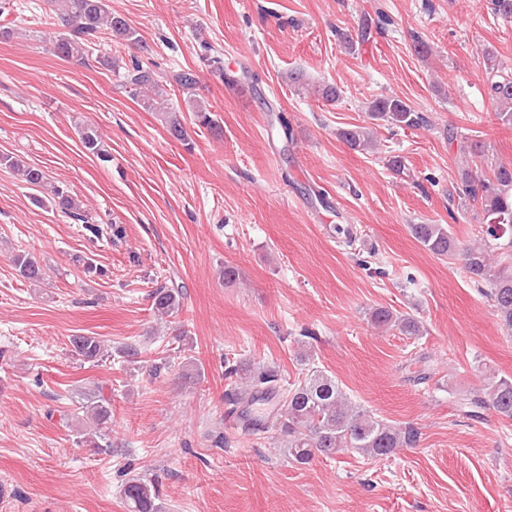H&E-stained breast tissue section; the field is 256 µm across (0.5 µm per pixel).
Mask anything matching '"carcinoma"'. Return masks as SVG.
I'll return each mask as SVG.
<instances>
[{
  "label": "carcinoma",
  "mask_w": 512,
  "mask_h": 512,
  "mask_svg": "<svg viewBox=\"0 0 512 512\" xmlns=\"http://www.w3.org/2000/svg\"><path fill=\"white\" fill-rule=\"evenodd\" d=\"M51 6L52 25L56 30L48 33L46 42L50 51L63 60H83L88 49L96 44L100 35L107 34L117 40L140 47L145 44L128 21L112 12L108 0H48ZM493 16L512 20V0H488ZM487 74V90L495 112L502 123L512 126V74L502 72L496 65L494 55L483 53ZM212 72L223 83L237 85L241 77L237 72L224 67V58L217 55L208 59ZM126 83L143 94V108L149 112L160 109L156 98L163 95L160 75L143 66L137 57L131 58L126 67ZM191 111L199 125L211 130H220V125L211 116L210 110L192 101ZM369 117L390 125L405 128L426 127L427 117L412 108L404 100L392 96L377 97L369 105ZM162 119L169 134L182 144H188L187 132L176 110H164ZM339 138L352 150L367 152L375 147L370 128L352 125L338 132ZM80 141L84 150L101 160L109 158L94 128L80 127ZM449 143H457V149L471 156H486V149L478 142L457 140L448 136ZM0 164L16 171L21 179L35 187L46 190V196L37 202H49L61 213L85 221L80 204L63 184L48 181L45 172L24 164L23 161L6 155ZM458 197L464 200L476 214L480 215L478 243L461 244L445 224H410L411 236L434 255L458 262L473 282L484 289L508 334H512V164L494 163L489 172L476 171L466 165L459 168L456 184ZM493 224H502V236L495 235ZM13 262L19 274L33 282L44 280V268L25 252L14 255ZM181 306L180 293L174 288H158L153 294V309L160 317L178 313ZM370 318L381 328H394L405 336L423 335V323L410 316L396 313L388 308L374 309ZM73 355L86 361H100L110 357L109 350L95 336L81 335L70 339ZM224 377L235 384L227 393L229 404L240 405L238 415L245 432L251 435L279 432L283 438L284 451L288 458L298 464H308L317 456L331 457L353 448L373 458L386 456L397 448L411 446L416 442L414 430L389 425L369 412L355 406L339 386L336 379L325 371L311 367L297 382L283 389L278 371L270 366H256L239 362L228 366ZM276 400L277 413L268 419L256 421L245 407L256 401ZM461 407L473 417H480V410L491 408L498 417L512 420V379L500 378L488 383L484 395L462 399ZM81 409L91 417L98 427L112 418L111 399L103 392L85 395ZM128 512H161L159 481L136 477L127 482L123 491Z\"/></svg>",
  "instance_id": "carcinoma-1"
}]
</instances>
